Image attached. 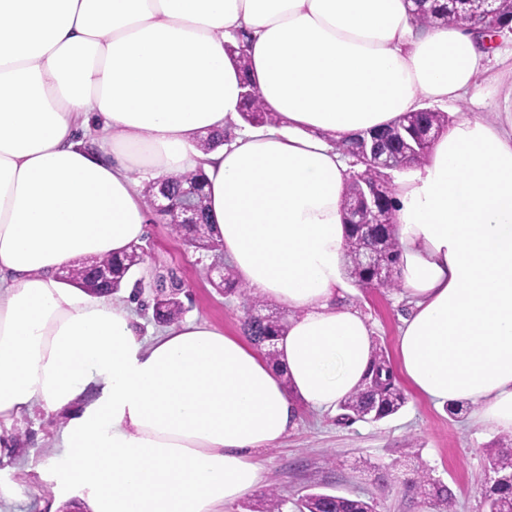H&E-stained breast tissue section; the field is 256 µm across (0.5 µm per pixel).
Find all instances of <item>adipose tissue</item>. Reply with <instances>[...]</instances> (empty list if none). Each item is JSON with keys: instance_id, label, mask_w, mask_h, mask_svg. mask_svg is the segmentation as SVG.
<instances>
[{"instance_id": "obj_1", "label": "adipose tissue", "mask_w": 512, "mask_h": 512, "mask_svg": "<svg viewBox=\"0 0 512 512\" xmlns=\"http://www.w3.org/2000/svg\"><path fill=\"white\" fill-rule=\"evenodd\" d=\"M411 0H0V419L66 417L62 466L91 512H221L300 407L335 410L374 343L347 302L340 143L423 99L496 101L475 30H420ZM248 36L247 70L226 51ZM252 86L275 125L240 120ZM226 134L211 151L200 133ZM202 172L240 284L288 310L276 359L195 321L144 340L132 304L64 286L149 222L136 174ZM409 314L398 365L422 397L512 433V114L459 112L395 173Z\"/></svg>"}]
</instances>
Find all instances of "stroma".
I'll list each match as a JSON object with an SVG mask.
<instances>
[{
	"mask_svg": "<svg viewBox=\"0 0 512 512\" xmlns=\"http://www.w3.org/2000/svg\"><path fill=\"white\" fill-rule=\"evenodd\" d=\"M144 242L149 248L146 272H171L183 282L189 295L186 320L240 335L241 300L213 287L202 252L156 218L148 224ZM346 299L367 316L375 347L396 357L409 312L401 292L354 286ZM397 384L407 402L378 422L345 423L338 413L301 408L296 426L257 456L265 489L291 501L325 491L374 499L376 512H418L420 505L406 495L403 481L420 464L454 492L456 512H482L488 477L484 450L499 439V431L471 425L466 408L450 416L446 408L418 395L405 379ZM63 424L62 414L43 411L5 424L15 440L7 458H0V512H87V504L75 509L61 500L44 477L61 463L56 436Z\"/></svg>",
	"mask_w": 512,
	"mask_h": 512,
	"instance_id": "35a3bbf8",
	"label": "stroma"
}]
</instances>
